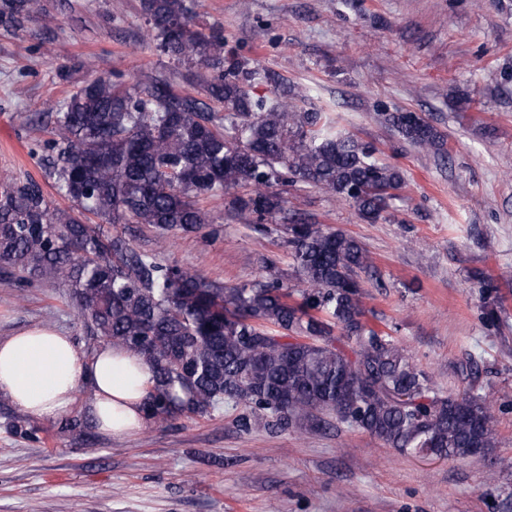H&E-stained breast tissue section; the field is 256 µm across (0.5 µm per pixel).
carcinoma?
I'll return each mask as SVG.
<instances>
[{
  "label": "carcinoma",
  "mask_w": 512,
  "mask_h": 512,
  "mask_svg": "<svg viewBox=\"0 0 512 512\" xmlns=\"http://www.w3.org/2000/svg\"><path fill=\"white\" fill-rule=\"evenodd\" d=\"M141 8L163 54L205 70L206 99L147 76L131 86L95 78L54 102L57 137L39 148L79 215L52 207L38 180L1 173L0 287L63 283L88 350L103 341L151 367L154 423L231 404L244 432L261 419L273 434L302 433L333 413L403 454H493L492 404L468 391L443 394L394 337L368 324L360 273L372 261L361 243L286 212L284 193L302 182L375 222L392 208L400 170L325 113L300 109L295 88L254 96V83L282 82L225 51L222 30L196 22L186 0H141ZM54 20L47 0H0L6 32ZM382 116L411 143L443 151L421 115ZM221 194L238 223L263 235L280 227L304 285L298 298L277 277L221 286L117 230L148 225L162 249L213 223L199 202ZM11 428L40 440L25 416Z\"/></svg>",
  "instance_id": "cac0c4a2"
}]
</instances>
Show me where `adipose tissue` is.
I'll use <instances>...</instances> for the list:
<instances>
[{
  "label": "adipose tissue",
  "instance_id": "adipose-tissue-1",
  "mask_svg": "<svg viewBox=\"0 0 512 512\" xmlns=\"http://www.w3.org/2000/svg\"><path fill=\"white\" fill-rule=\"evenodd\" d=\"M83 383L93 394L86 408L101 432L123 437L145 427L152 372L143 361L109 345L86 356L71 336L45 326L0 339V394L23 412L68 413Z\"/></svg>",
  "mask_w": 512,
  "mask_h": 512
}]
</instances>
